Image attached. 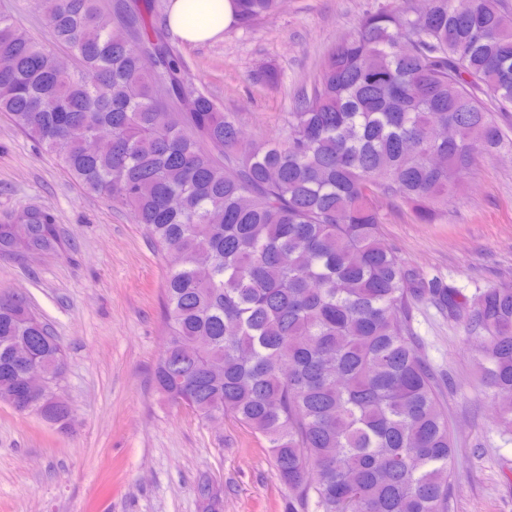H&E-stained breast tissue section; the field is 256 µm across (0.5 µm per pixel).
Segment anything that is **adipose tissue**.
<instances>
[{
  "label": "adipose tissue",
  "mask_w": 512,
  "mask_h": 512,
  "mask_svg": "<svg viewBox=\"0 0 512 512\" xmlns=\"http://www.w3.org/2000/svg\"><path fill=\"white\" fill-rule=\"evenodd\" d=\"M236 0H170L167 23L189 43H203L223 34L237 18Z\"/></svg>",
  "instance_id": "ef3b65f1"
}]
</instances>
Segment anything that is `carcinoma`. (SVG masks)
<instances>
[{
  "label": "carcinoma",
  "instance_id": "1",
  "mask_svg": "<svg viewBox=\"0 0 512 512\" xmlns=\"http://www.w3.org/2000/svg\"><path fill=\"white\" fill-rule=\"evenodd\" d=\"M237 2L247 26L280 4ZM39 7L46 42L0 14V112L153 241L166 268L159 392L259 434L302 507L449 512L454 440L410 304L481 337L484 393L512 432V286L467 297L406 269L375 200L432 224L480 156L512 146L500 122L512 112V5L432 0L420 17L382 4L328 50L283 133L254 140L188 79L149 0ZM52 43L79 69H60ZM103 130L108 142L87 153ZM18 242L57 252L52 215L0 224V252ZM199 338L200 354H184ZM28 356L56 385L63 346L25 299L0 297L1 401L21 390Z\"/></svg>",
  "mask_w": 512,
  "mask_h": 512
}]
</instances>
